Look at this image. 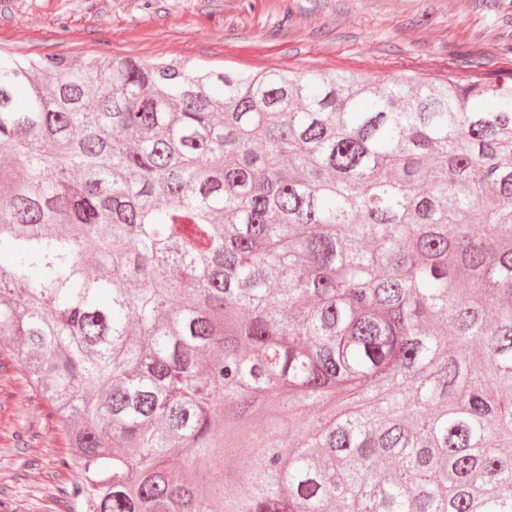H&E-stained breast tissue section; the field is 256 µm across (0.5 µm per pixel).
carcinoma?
<instances>
[{"label": "carcinoma", "mask_w": 512, "mask_h": 512, "mask_svg": "<svg viewBox=\"0 0 512 512\" xmlns=\"http://www.w3.org/2000/svg\"><path fill=\"white\" fill-rule=\"evenodd\" d=\"M0 150L71 512H512V73L0 56Z\"/></svg>", "instance_id": "carcinoma-1"}]
</instances>
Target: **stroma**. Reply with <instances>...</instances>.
I'll return each mask as SVG.
<instances>
[{"instance_id": "35a3bbf8", "label": "stroma", "mask_w": 512, "mask_h": 512, "mask_svg": "<svg viewBox=\"0 0 512 512\" xmlns=\"http://www.w3.org/2000/svg\"><path fill=\"white\" fill-rule=\"evenodd\" d=\"M512 0H0V55L170 59L368 78L465 79L467 59L512 71ZM52 420L9 363L0 364V512H70L61 436L14 437L23 417Z\"/></svg>"}]
</instances>
